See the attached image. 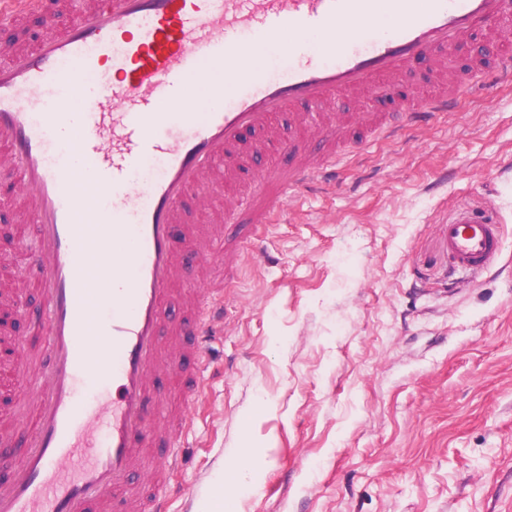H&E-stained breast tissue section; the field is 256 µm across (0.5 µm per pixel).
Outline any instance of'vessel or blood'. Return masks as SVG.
I'll return each instance as SVG.
<instances>
[{"mask_svg": "<svg viewBox=\"0 0 512 512\" xmlns=\"http://www.w3.org/2000/svg\"><path fill=\"white\" fill-rule=\"evenodd\" d=\"M42 6L0 0V27L23 13L52 22ZM75 15L63 35L0 58V145L22 176L44 286L29 314L43 356L17 366L30 384L16 416L27 451L0 483V512H163L161 495L147 501L142 490L181 458L154 460L170 440L155 379L184 376L198 391L204 342L224 323L221 285L183 282L178 250L196 242L231 264L241 249L219 224L184 223L185 198L214 182L232 186L242 131L272 139L292 115L321 150L301 166L268 167L224 208L231 224L270 223L293 191L343 158L341 96L410 83L426 64L423 86L397 112L359 115L361 137L387 139L454 111L475 84H511V55L493 69L473 55L471 70L453 78L448 55L477 37L500 43L512 0H97ZM301 31L319 39L298 53ZM271 46L295 52L285 77L259 60ZM110 68L121 82L106 78ZM50 95L88 105L61 141L65 114L36 109ZM181 102L191 111H173ZM149 159L161 161L160 174L135 185ZM447 248L450 270L482 273L502 251L501 226L457 211ZM178 298L191 321L165 320ZM99 426L104 438L91 443Z\"/></svg>", "mask_w": 512, "mask_h": 512, "instance_id": "obj_1", "label": "vessel or blood"}]
</instances>
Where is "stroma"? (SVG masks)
Wrapping results in <instances>:
<instances>
[{"mask_svg":"<svg viewBox=\"0 0 512 512\" xmlns=\"http://www.w3.org/2000/svg\"><path fill=\"white\" fill-rule=\"evenodd\" d=\"M497 212L503 251L449 274V215ZM0 285L39 307L34 225L0 196ZM224 283V333L174 445L166 512H512V84L350 149L299 188ZM249 448L243 475L228 467Z\"/></svg>","mask_w":512,"mask_h":512,"instance_id":"1","label":"stroma"}]
</instances>
